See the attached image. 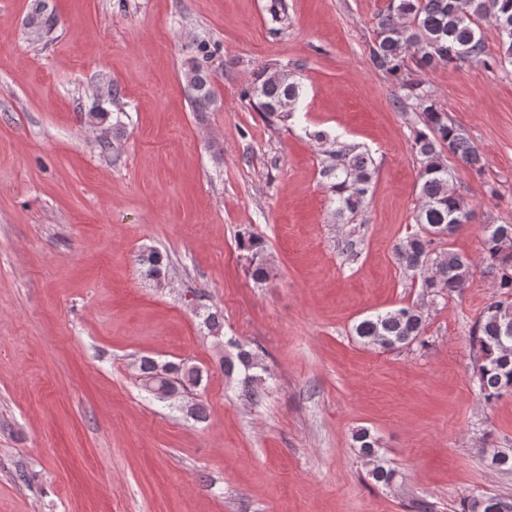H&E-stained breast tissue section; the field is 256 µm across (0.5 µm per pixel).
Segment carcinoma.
Returning <instances> with one entry per match:
<instances>
[{
	"label": "carcinoma",
	"mask_w": 512,
	"mask_h": 512,
	"mask_svg": "<svg viewBox=\"0 0 512 512\" xmlns=\"http://www.w3.org/2000/svg\"><path fill=\"white\" fill-rule=\"evenodd\" d=\"M494 20L502 39L503 56L512 64V0H388L377 15L376 38L368 50L369 64L399 80L406 99L420 112L423 128L414 131L412 148L420 158V205L414 216L419 231L394 247L395 259L413 276L428 296L437 299L460 292L473 273L474 260L457 251H439L438 244L464 228L470 219L466 203L448 190V167L443 156L450 154L473 171L482 170L483 155L460 130L448 123L444 109L412 77L417 70L479 61L490 67L502 63L491 58L477 31L483 19ZM30 25L41 36L55 29L54 13L46 12L44 0H34ZM195 111H208L212 91L201 65L188 73ZM303 85L288 72L261 73L248 90L255 107L268 116L287 122L304 95ZM313 139L328 146L321 174L326 179L336 215L348 221L365 212L374 167L370 155L344 144L326 130H316ZM239 247L246 252L252 279L262 284L272 274L264 241L244 231ZM481 251L491 271L496 273L498 300L483 311L472 330L476 357V380L480 394L491 402L512 392V224H487L481 232ZM144 276L160 281L167 275L162 253L148 248L139 255ZM207 335L224 345L223 321L216 312L198 311ZM423 313L415 306L377 312L360 320L354 333L365 345L394 350L410 345L422 335ZM235 356H222L219 363L228 377L241 375L247 394L258 397L263 391L265 368L258 347L235 344ZM141 388L158 402H172L201 385L203 368L185 361L160 362L143 356L134 363ZM362 454L370 458L372 479L390 484L395 470L379 455L378 439L367 428L355 433ZM468 512H512V498L478 496L470 499Z\"/></svg>",
	"instance_id": "obj_1"
}]
</instances>
